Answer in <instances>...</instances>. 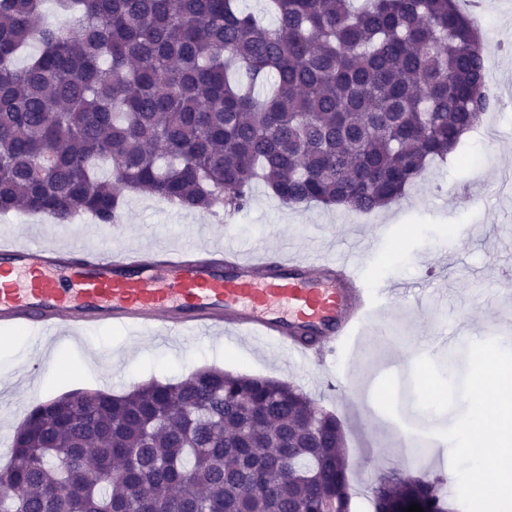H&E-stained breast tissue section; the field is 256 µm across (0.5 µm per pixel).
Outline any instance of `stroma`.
<instances>
[{
    "label": "stroma",
    "mask_w": 512,
    "mask_h": 512,
    "mask_svg": "<svg viewBox=\"0 0 512 512\" xmlns=\"http://www.w3.org/2000/svg\"><path fill=\"white\" fill-rule=\"evenodd\" d=\"M461 11L477 21L489 61L492 106L448 161L429 167L405 195L385 208L364 214L322 206H287L264 185H255L250 205L239 212L170 210L165 202L140 193L124 195L116 245H145L153 234L178 244L194 237L199 224L214 235L231 234L244 247L259 250L288 245L304 254L325 247L337 255L359 243L362 272L371 282L422 290L429 321L416 327L391 308L386 319L395 335L366 351L350 347L347 359L356 372L345 398H336L319 370L299 363L282 350L265 349L232 338L216 337L192 349L159 343L104 328L72 343L56 346L22 330L0 328V468L10 456L16 428L35 404L75 390L121 395L149 382L173 383L202 368L267 376L302 389L343 425L349 482L374 486L387 475L398 481L423 476L450 459L445 440L415 454L399 445L391 427L433 436L452 425L466 405L442 414L421 409L413 376L398 372L397 358L414 354L430 339L453 335L433 359L445 376L460 381L467 348L488 338L512 337V290L497 277L512 264V0H459ZM468 186L481 203L459 205L455 191ZM387 225L371 237L370 227ZM100 224L85 220L47 224L39 215L0 216V236L35 235L52 242L96 243ZM424 255L428 268L415 266Z\"/></svg>",
    "instance_id": "35a3bbf8"
}]
</instances>
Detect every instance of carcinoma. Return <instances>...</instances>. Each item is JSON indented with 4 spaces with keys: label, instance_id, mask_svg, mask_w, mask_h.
<instances>
[{
    "label": "carcinoma",
    "instance_id": "cac0c4a2",
    "mask_svg": "<svg viewBox=\"0 0 512 512\" xmlns=\"http://www.w3.org/2000/svg\"><path fill=\"white\" fill-rule=\"evenodd\" d=\"M55 2L66 34L44 0H0V213L117 224L122 189L239 211L256 182L287 206L370 213L491 106L456 0H266L269 24L239 0ZM343 438L268 377L76 390L16 429L0 512H349ZM373 494L376 512H447L424 480Z\"/></svg>",
    "mask_w": 512,
    "mask_h": 512
}]
</instances>
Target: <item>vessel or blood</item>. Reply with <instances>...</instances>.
<instances>
[{
  "label": "vessel or blood",
  "instance_id": "1",
  "mask_svg": "<svg viewBox=\"0 0 512 512\" xmlns=\"http://www.w3.org/2000/svg\"><path fill=\"white\" fill-rule=\"evenodd\" d=\"M358 267L351 253L295 257L284 247L247 259L229 237L178 248L0 240V327L77 337L112 325L178 343L224 335L322 364L382 310Z\"/></svg>",
  "mask_w": 512,
  "mask_h": 512
}]
</instances>
